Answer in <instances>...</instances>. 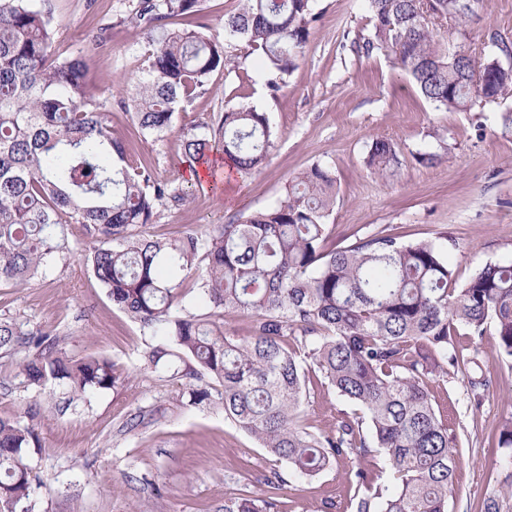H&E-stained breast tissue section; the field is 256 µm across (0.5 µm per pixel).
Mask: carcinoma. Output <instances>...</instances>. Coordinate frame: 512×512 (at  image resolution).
Instances as JSON below:
<instances>
[{
	"instance_id": "1",
	"label": "carcinoma",
	"mask_w": 512,
	"mask_h": 512,
	"mask_svg": "<svg viewBox=\"0 0 512 512\" xmlns=\"http://www.w3.org/2000/svg\"><path fill=\"white\" fill-rule=\"evenodd\" d=\"M224 20V41L210 26L171 29L165 20L202 17L205 0H136L127 17L150 47L143 77L115 103L144 135L171 126L178 104L206 93L210 76L235 66L238 49L255 59L273 94L303 57L316 20L315 0H240ZM479 0H368L372 33L353 41L359 56L386 54L437 108L470 111L512 96L508 43L490 40L482 58L448 48L440 26L462 32ZM51 0H0V283L22 286L70 251L66 226L83 225L86 254L113 305L156 343L147 369L188 380L180 403L211 401L217 381L224 418L250 433L312 480L340 461L371 453L396 480L387 486L354 471L353 512H448L457 456L454 436L428 389L433 377L461 376L480 404L493 380L478 345L493 326L497 356L512 363V261L486 263L460 284L434 242L373 235L328 245L336 179L320 164L294 176L277 203L206 235L157 238L149 226L161 206H180L186 190L126 163L127 145L112 128V106L89 94L80 56L54 52ZM274 132L267 113L231 106L217 126L184 135L185 156L220 150L240 174L266 162ZM367 163L385 176L399 146L376 139ZM212 309L185 311V283ZM247 316L250 334L234 339L224 321ZM467 329L472 347L457 340ZM358 406L336 430L301 423L313 390L310 373ZM54 380L82 396L115 386L104 357L70 356L59 337L0 317V384L29 389ZM32 424L0 417V512H30ZM270 496L224 499V512H277Z\"/></svg>"
}]
</instances>
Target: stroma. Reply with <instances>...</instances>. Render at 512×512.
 <instances>
[{
	"label": "stroma",
	"instance_id": "1",
	"mask_svg": "<svg viewBox=\"0 0 512 512\" xmlns=\"http://www.w3.org/2000/svg\"><path fill=\"white\" fill-rule=\"evenodd\" d=\"M130 5L53 0L56 52L84 55L89 91L102 101L139 77L135 61L146 40L126 20ZM316 10L304 55L278 95L269 94L252 60L243 59L235 69L214 72L208 92L184 102L163 137L137 133L129 115L113 108L112 126L128 143L130 163L150 166L157 178L191 194L182 206L159 208L151 233L204 232L268 208L289 179L325 163L336 178L329 217L336 247L380 232L433 239L461 282L481 264L512 259V136L499 130L512 99L468 112L435 108L384 54L352 51V41L371 28L365 0H316ZM101 25L107 28L103 50L94 43ZM493 34L512 43V0H480L464 35L444 41L466 43L477 53ZM234 105L267 112L274 143L260 171L246 178L226 173L213 191L192 178L182 140ZM381 137L401 151L398 169L383 178L366 163L373 139ZM419 151L442 159L418 163ZM68 237L70 253L47 277L21 288L0 284V315H20L56 333L69 355L108 358L123 381L74 401L55 381L28 390L0 387V416L33 420L40 440V452L29 459L32 512H224L227 496L265 495L262 476L283 470V463L225 419L218 405L180 406L185 381L143 369L147 332L112 304L90 271L83 226L69 225ZM480 357L493 374L481 404L470 402L461 378L429 383L457 436L450 510L478 512L485 498L496 496L501 512H512V465L497 447L499 425L512 414V365L499 361L492 335ZM342 411L352 414L356 407L330 389L315 390L304 405L307 423L324 432L335 428ZM354 491L351 468L342 462L308 483L288 478L273 494L278 512H327V500L333 504L328 512H350Z\"/></svg>",
	"mask_w": 512,
	"mask_h": 512
}]
</instances>
